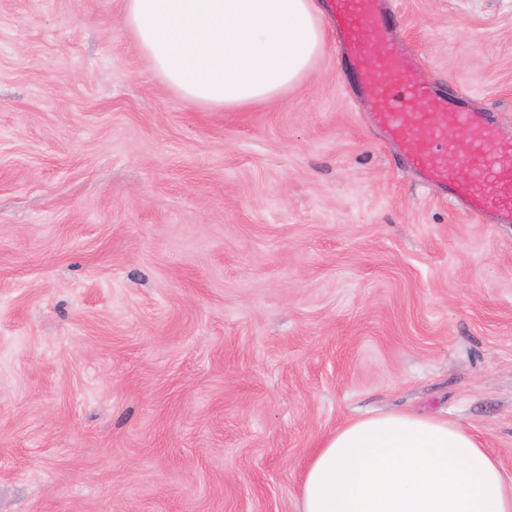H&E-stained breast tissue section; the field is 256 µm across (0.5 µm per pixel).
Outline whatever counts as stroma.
Here are the masks:
<instances>
[{
  "mask_svg": "<svg viewBox=\"0 0 512 512\" xmlns=\"http://www.w3.org/2000/svg\"><path fill=\"white\" fill-rule=\"evenodd\" d=\"M396 44L512 140V0H394ZM122 0H0V512H298L344 421L432 413L512 473V224L423 184L333 27L235 112Z\"/></svg>",
  "mask_w": 512,
  "mask_h": 512,
  "instance_id": "stroma-1",
  "label": "stroma"
}]
</instances>
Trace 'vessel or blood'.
Masks as SVG:
<instances>
[{
	"label": "vessel or blood",
	"instance_id": "vessel-or-blood-1",
	"mask_svg": "<svg viewBox=\"0 0 512 512\" xmlns=\"http://www.w3.org/2000/svg\"><path fill=\"white\" fill-rule=\"evenodd\" d=\"M391 4L392 0H336L331 18L343 51L365 81L377 124L402 144L423 182L440 187L476 219L512 224V144L502 149L503 159L496 162L487 184L459 181L449 175L440 160L448 150L449 127L465 130L463 155L475 169L487 164L483 146L492 139L493 129L464 99L448 100L403 67L388 40L386 17ZM422 129L428 131V140L417 138Z\"/></svg>",
	"mask_w": 512,
	"mask_h": 512
}]
</instances>
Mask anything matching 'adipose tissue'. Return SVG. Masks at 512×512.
Returning <instances> with one entry per match:
<instances>
[{"mask_svg": "<svg viewBox=\"0 0 512 512\" xmlns=\"http://www.w3.org/2000/svg\"><path fill=\"white\" fill-rule=\"evenodd\" d=\"M319 0H123L150 73L233 111L299 81L324 43ZM298 512H512V474L463 427L416 411L348 420L308 461Z\"/></svg>", "mask_w": 512, "mask_h": 512, "instance_id": "adipose-tissue-1", "label": "adipose tissue"}]
</instances>
